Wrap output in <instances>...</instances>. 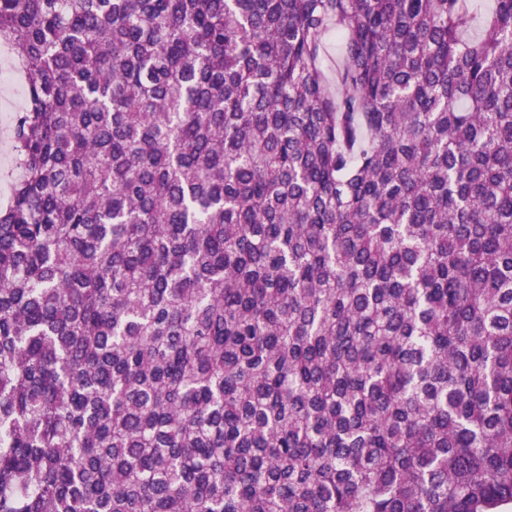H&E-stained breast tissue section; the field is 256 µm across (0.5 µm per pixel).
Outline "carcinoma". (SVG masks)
Here are the masks:
<instances>
[{
  "label": "carcinoma",
  "mask_w": 512,
  "mask_h": 512,
  "mask_svg": "<svg viewBox=\"0 0 512 512\" xmlns=\"http://www.w3.org/2000/svg\"><path fill=\"white\" fill-rule=\"evenodd\" d=\"M464 2L0 0V512L512 504V0ZM4 70L13 75V80L2 84L0 79V203L6 202L10 186L3 179V172L15 167L13 153L10 149L9 130L14 112L21 111L26 106L24 87L21 76L14 70L12 58L3 49L0 51V74ZM18 86L22 91H18ZM2 152V154H1Z\"/></svg>",
  "instance_id": "1"
}]
</instances>
